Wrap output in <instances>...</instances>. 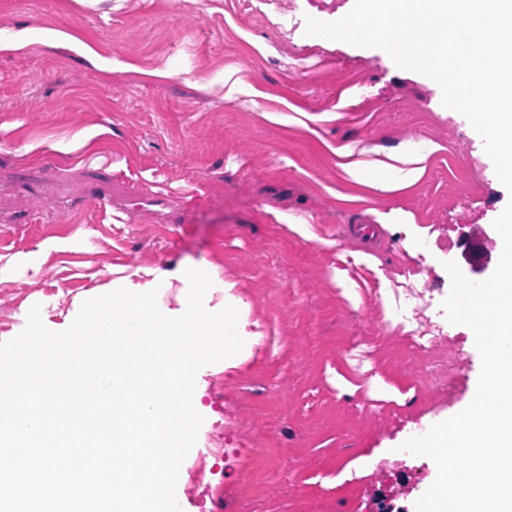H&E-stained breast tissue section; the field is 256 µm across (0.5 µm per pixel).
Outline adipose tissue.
Returning <instances> with one entry per match:
<instances>
[{
  "label": "adipose tissue",
  "mask_w": 512,
  "mask_h": 512,
  "mask_svg": "<svg viewBox=\"0 0 512 512\" xmlns=\"http://www.w3.org/2000/svg\"><path fill=\"white\" fill-rule=\"evenodd\" d=\"M439 149L431 140L390 152L371 149L357 154L339 147L335 150L336 167L346 182L367 187L372 193L401 194L423 182L428 163Z\"/></svg>",
  "instance_id": "obj_1"
}]
</instances>
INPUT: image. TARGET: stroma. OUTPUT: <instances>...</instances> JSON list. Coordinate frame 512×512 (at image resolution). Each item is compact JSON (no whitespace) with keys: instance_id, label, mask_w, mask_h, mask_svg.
Masks as SVG:
<instances>
[{"instance_id":"obj_1","label":"stroma","mask_w":512,"mask_h":512,"mask_svg":"<svg viewBox=\"0 0 512 512\" xmlns=\"http://www.w3.org/2000/svg\"><path fill=\"white\" fill-rule=\"evenodd\" d=\"M354 0H0V343L32 306L61 329L115 271L212 267L235 282L254 333L235 367L204 366L197 442L183 461L182 512H416L436 477L408 438L471 401L481 359L469 328L445 324L458 364L439 379L410 355L418 295L433 315L450 291L445 262L482 234L495 269L493 220L512 198L460 113L441 114L430 78L377 48L305 33ZM309 128L274 124L286 108ZM442 146L425 181L401 197L363 196L334 148ZM106 219H99V209ZM411 212L425 229L352 232L371 209ZM306 220L334 245L303 240L275 217ZM378 258L403 319L386 320ZM348 270L360 303L334 279ZM379 378L405 403L373 397ZM354 261L358 265H364L371 272L374 273L377 281L379 282L380 299L384 305L387 304V292L385 288H389V281L387 280L384 271L380 268L376 258L368 253L359 252L354 256Z\"/></svg>"}]
</instances>
